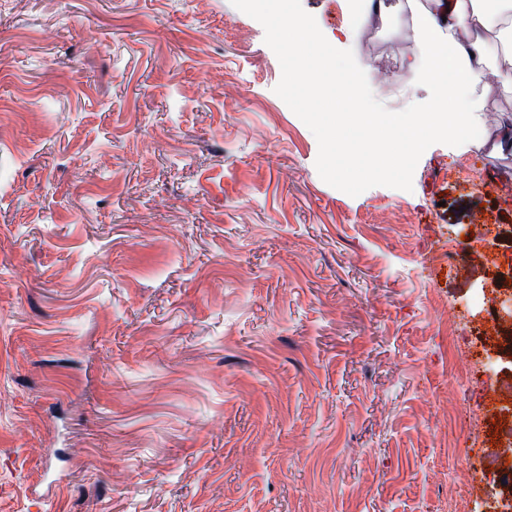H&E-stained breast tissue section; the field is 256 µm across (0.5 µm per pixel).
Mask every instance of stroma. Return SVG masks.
<instances>
[{
	"instance_id": "1",
	"label": "stroma",
	"mask_w": 512,
	"mask_h": 512,
	"mask_svg": "<svg viewBox=\"0 0 512 512\" xmlns=\"http://www.w3.org/2000/svg\"><path fill=\"white\" fill-rule=\"evenodd\" d=\"M374 96L428 99L405 0L351 39ZM230 0H0V512H512L480 344L512 277V88L412 188L325 183Z\"/></svg>"
}]
</instances>
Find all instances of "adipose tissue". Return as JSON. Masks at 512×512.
<instances>
[{
  "instance_id": "obj_1",
  "label": "adipose tissue",
  "mask_w": 512,
  "mask_h": 512,
  "mask_svg": "<svg viewBox=\"0 0 512 512\" xmlns=\"http://www.w3.org/2000/svg\"><path fill=\"white\" fill-rule=\"evenodd\" d=\"M419 19L426 64L424 80L435 94L424 112H379L361 105L351 120L359 127L395 130L393 156L405 164L424 133L471 141V90L512 86V0H407Z\"/></svg>"
}]
</instances>
